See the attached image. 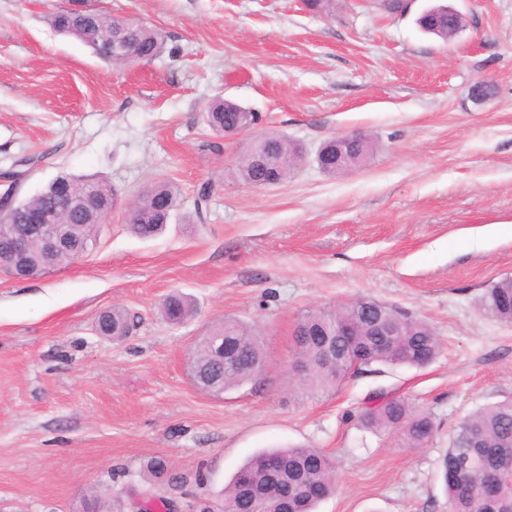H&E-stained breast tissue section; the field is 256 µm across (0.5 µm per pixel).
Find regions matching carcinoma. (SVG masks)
Here are the masks:
<instances>
[{"label":"carcinoma","instance_id":"1","mask_svg":"<svg viewBox=\"0 0 512 512\" xmlns=\"http://www.w3.org/2000/svg\"><path fill=\"white\" fill-rule=\"evenodd\" d=\"M56 30H68L71 36L88 47L112 37L118 46H125L145 58L158 55L164 45L159 29L147 24H133L126 29L123 21L112 15L88 9L77 19H68L59 10L48 18ZM421 30L443 41L454 38L460 23L438 5L418 19ZM258 115L230 100L212 104L206 112V122L219 136L227 131L239 135L253 127ZM265 146L281 157L280 178L286 180L293 168L303 160L296 144L279 134L265 135ZM361 162L368 161L376 144L365 136L353 144ZM238 174L246 184L261 188L272 178L270 171L258 167L250 156L240 158ZM70 191L92 194L101 200H112L116 190L103 180L85 179L68 174ZM51 200L50 186L22 203L12 213L0 216V226L24 223L25 208ZM176 207V192L167 182H158L140 192L135 204L136 217L130 223L139 237L159 234L169 223ZM104 214L92 209L82 218L80 235L92 246L96 243ZM482 306L496 318L512 322V278H504L484 293ZM163 316L171 323H183L193 317L195 306L186 296L173 293L162 304ZM383 316L401 323L400 335L394 337L399 348L389 353L380 338L371 335L370 317ZM131 319L121 308L108 310L107 327L116 339L128 335ZM347 325L352 335H336V327ZM224 337V346L234 353L236 364L221 366L213 361L211 337ZM295 355L300 365L312 370L301 377V389L308 395L335 390L346 379L353 365L361 372L379 365L423 366L433 361L439 344L433 329L423 321L404 320L401 311L386 306L381 311L364 309L351 303L304 315L294 330ZM329 348L336 349V370L319 367V361ZM195 373L204 383H211L221 392L238 387L254 378L264 354L254 331L243 322L226 318L213 326L197 344L193 354ZM406 421L405 436L413 448H421L432 439L435 426L431 416L416 409L405 398L395 399L366 410L361 418L364 427L385 431ZM512 451V398L481 408L467 417V425L457 428L441 463V474L448 499V512H512V485L504 483L496 494H486L482 487L492 474L502 473L512 464L506 451ZM336 467L333 460L318 448H274L252 456L232 476L224 487V512H315L316 505L334 493Z\"/></svg>","mask_w":512,"mask_h":512}]
</instances>
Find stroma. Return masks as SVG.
<instances>
[{
	"label": "stroma",
	"instance_id": "stroma-1",
	"mask_svg": "<svg viewBox=\"0 0 512 512\" xmlns=\"http://www.w3.org/2000/svg\"><path fill=\"white\" fill-rule=\"evenodd\" d=\"M436 2L400 14L332 0L315 14L301 0H86L163 33L157 57L122 66L48 24L68 0H0V171L41 155L21 200L62 173L120 193L87 253L34 278L0 273V512H81L93 492L109 512L145 492L216 500L250 456L286 446L336 462L317 512H448L439 460L454 428L512 397V323L481 307L512 278V0H444L464 19L447 42L416 24ZM480 80L493 91L477 102ZM224 99L258 114L253 131L227 140L208 127ZM268 132L306 156L256 189L235 167ZM354 132L377 144L369 163L322 172L320 145ZM160 181L177 208L164 233L139 238L127 205ZM176 291L198 312L174 326L160 309ZM359 298L431 325L437 357L307 396L290 370L298 321ZM114 306L133 320L120 343L96 331ZM227 317L258 331L265 365L213 395L189 356ZM378 390L431 415L427 447L362 426ZM154 457L184 484H147Z\"/></svg>",
	"mask_w": 512,
	"mask_h": 512
}]
</instances>
